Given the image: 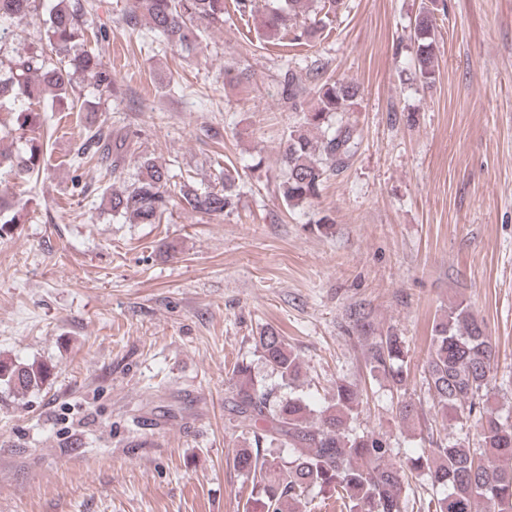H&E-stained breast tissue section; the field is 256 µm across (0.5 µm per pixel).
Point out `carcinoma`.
Masks as SVG:
<instances>
[{
	"instance_id": "cac0c4a2",
	"label": "carcinoma",
	"mask_w": 512,
	"mask_h": 512,
	"mask_svg": "<svg viewBox=\"0 0 512 512\" xmlns=\"http://www.w3.org/2000/svg\"><path fill=\"white\" fill-rule=\"evenodd\" d=\"M311 0H275L265 12L254 11L252 0H236L238 12L252 17L257 29L271 41L290 35L296 45H307L321 35L325 24L318 13L297 24ZM42 17L46 45L7 51L0 60V107L17 113L18 128L37 121L34 104H56L73 90L74 77L93 82L106 91L112 77L92 50L70 54L75 44L87 41V19L82 0H0V46L20 37L22 26ZM150 32L173 48H196L203 28L224 23V0H128L123 17L130 32L139 30L141 17ZM415 76L429 86L435 81L437 62L436 18L424 7L413 27ZM358 86L328 78L315 85L313 108H304L303 90L288 79L286 96L304 125L291 130L283 143L284 169L281 195L289 206L317 200L327 181L340 170L358 147L346 120ZM319 132L310 137L306 128ZM126 140L96 131L73 159L83 167H98L111 160L117 172ZM41 148L35 143L14 152L0 151L18 175L40 170ZM176 177L169 169L145 158L136 180L109 197L112 214L130 224H158L167 208V187ZM239 172L224 167L219 188L199 189L189 183L180 189L184 206L207 215L233 210L238 197ZM353 327L368 345L369 374L381 376L396 394V414L405 425H417L429 434L424 448L405 463L392 461L389 442L354 425L360 406L358 386L338 380L320 409L305 398L273 395L257 379L252 364L239 362L232 369L231 411L247 422L252 446L239 448L233 466L252 476L253 488L244 512H311V494L331 493L347 512H407L409 478L426 475L442 490L433 494L424 512H512V418L499 414L490 382L497 358L496 345L484 322L463 302L448 306L434 319L431 344L423 364V380L431 397L424 412L406 397L410 372L404 337L376 332L370 313L350 310ZM259 358L281 379L294 383L302 376L299 355L272 327L254 337ZM50 375L44 363H22L0 358V383L17 393L41 387ZM473 421L478 447L434 438L433 425Z\"/></svg>"
}]
</instances>
